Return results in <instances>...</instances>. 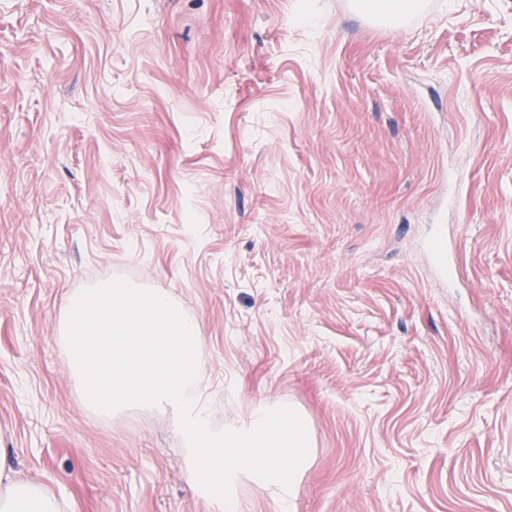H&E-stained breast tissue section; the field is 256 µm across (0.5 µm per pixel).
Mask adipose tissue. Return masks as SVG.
I'll use <instances>...</instances> for the list:
<instances>
[{
    "mask_svg": "<svg viewBox=\"0 0 512 512\" xmlns=\"http://www.w3.org/2000/svg\"><path fill=\"white\" fill-rule=\"evenodd\" d=\"M0 512H70V505L44 484L19 480L0 448Z\"/></svg>",
    "mask_w": 512,
    "mask_h": 512,
    "instance_id": "obj_1",
    "label": "adipose tissue"
}]
</instances>
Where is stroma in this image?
I'll list each match as a JSON object with an SVG mask.
<instances>
[{"label":"stroma","mask_w":512,"mask_h":512,"mask_svg":"<svg viewBox=\"0 0 512 512\" xmlns=\"http://www.w3.org/2000/svg\"><path fill=\"white\" fill-rule=\"evenodd\" d=\"M119 276L199 323L213 427L304 417L294 512H512V0H0V448L74 512H208L170 414L71 382ZM368 2H380L377 4H368ZM414 1L408 0H377L366 1L364 9L369 13L387 14V13H410L415 9Z\"/></svg>","instance_id":"obj_1"}]
</instances>
